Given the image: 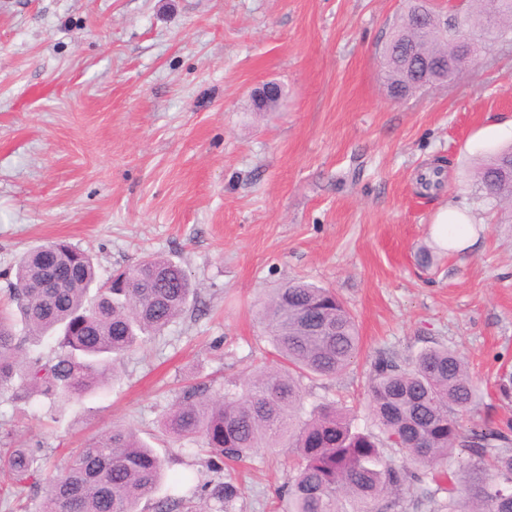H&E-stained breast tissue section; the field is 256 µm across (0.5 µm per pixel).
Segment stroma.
<instances>
[{"mask_svg": "<svg viewBox=\"0 0 512 512\" xmlns=\"http://www.w3.org/2000/svg\"><path fill=\"white\" fill-rule=\"evenodd\" d=\"M403 0H0V299L26 251L64 238L100 279L148 254L181 264L194 298L117 363L103 389L59 405L0 391V440L70 449L129 425L166 475L207 476L159 420L188 382L239 380L268 343L259 309L293 278L335 289L362 352L305 404L364 406L372 364L444 345L479 397L465 426L512 417V224L475 185L512 144V45L455 80L392 101L379 50ZM286 92L257 112L251 92ZM443 170L422 194L421 174ZM465 215L462 247L431 233ZM284 448L240 470L236 512H284Z\"/></svg>", "mask_w": 512, "mask_h": 512, "instance_id": "35a3bbf8", "label": "stroma"}]
</instances>
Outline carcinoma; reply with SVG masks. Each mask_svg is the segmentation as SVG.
Returning <instances> with one entry per match:
<instances>
[{"label": "carcinoma", "mask_w": 512, "mask_h": 512, "mask_svg": "<svg viewBox=\"0 0 512 512\" xmlns=\"http://www.w3.org/2000/svg\"><path fill=\"white\" fill-rule=\"evenodd\" d=\"M423 7V0H406L391 39ZM464 31L478 45L494 38L511 44L512 0H467L462 12L413 33L419 53L448 64L438 77L452 79L471 65L456 54ZM382 80L402 100L425 88L391 66L382 68ZM475 178L496 206L511 204L512 149L490 157ZM49 259L58 271L54 288L43 287ZM9 293L25 331L0 313V390L11 386L18 400L39 395L55 402L102 389L115 363L161 335L193 296L185 269L168 258L145 256L101 282L90 255L63 239L21 256ZM260 316L276 364L222 394L190 383L161 418L172 438L201 441L212 478L181 477L154 502V512H185L198 497L205 510L215 503L217 512H235L239 490L224 465L257 448L291 449L294 462L279 490L285 512H397L405 491L426 512H512V422L463 428L460 416L477 387L460 354L432 347L407 368L377 357L369 386L374 433L355 427L351 410L334 402L304 407L300 378H334L361 354L355 318L336 293L293 279L261 303ZM46 336L54 339L51 354H25L27 343ZM457 449L465 454L462 498L454 474L439 468ZM41 460L34 448H0V471L18 488L36 487ZM162 480L155 449L133 429L114 427L71 452L51 478L41 512H142ZM444 481L448 497L439 500L427 484Z\"/></svg>", "instance_id": "obj_1"}]
</instances>
